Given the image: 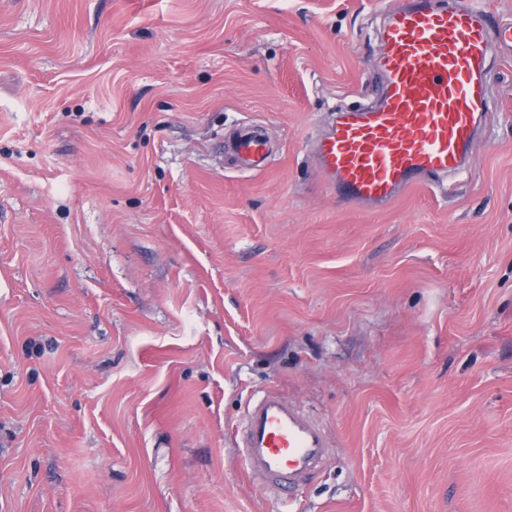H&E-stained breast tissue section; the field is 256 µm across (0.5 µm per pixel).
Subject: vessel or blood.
<instances>
[{
	"mask_svg": "<svg viewBox=\"0 0 512 512\" xmlns=\"http://www.w3.org/2000/svg\"><path fill=\"white\" fill-rule=\"evenodd\" d=\"M512 45V23L470 0H396L383 17L373 67L375 101L342 111L310 150L324 186L343 203L375 208L420 184L442 186L463 170L472 141L494 107L487 73L497 49ZM261 166L265 136L241 128L229 145ZM262 489L292 492L330 453L324 429L276 390L246 412L237 443Z\"/></svg>",
	"mask_w": 512,
	"mask_h": 512,
	"instance_id": "1",
	"label": "vessel or blood"
}]
</instances>
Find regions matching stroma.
<instances>
[{
    "instance_id": "35a3bbf8",
    "label": "stroma",
    "mask_w": 512,
    "mask_h": 512,
    "mask_svg": "<svg viewBox=\"0 0 512 512\" xmlns=\"http://www.w3.org/2000/svg\"><path fill=\"white\" fill-rule=\"evenodd\" d=\"M388 6L0 0V512H512V48L446 187L346 205L307 147ZM271 387L332 443L290 499ZM234 155L243 159L247 166H261L270 158L265 136L253 127H243L228 146ZM237 447L262 489L291 492L322 467L330 453L324 429L277 390L247 408Z\"/></svg>"
}]
</instances>
